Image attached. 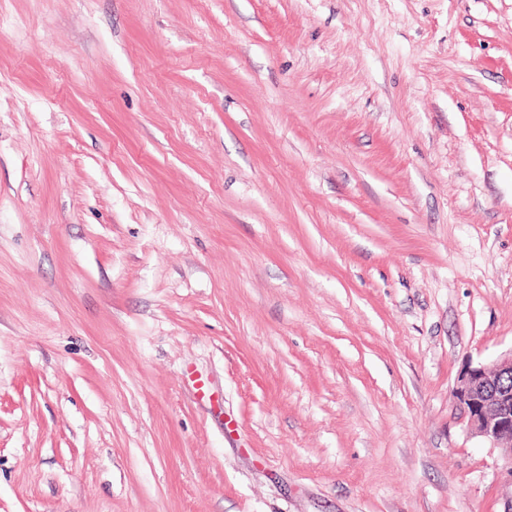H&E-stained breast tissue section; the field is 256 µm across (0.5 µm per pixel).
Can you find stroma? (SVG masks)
I'll return each mask as SVG.
<instances>
[{"mask_svg":"<svg viewBox=\"0 0 512 512\" xmlns=\"http://www.w3.org/2000/svg\"><path fill=\"white\" fill-rule=\"evenodd\" d=\"M512 0H0V512H500ZM453 397L471 432L493 445L512 447V352L492 367H467L458 377Z\"/></svg>","mask_w":512,"mask_h":512,"instance_id":"35a3bbf8","label":"stroma"}]
</instances>
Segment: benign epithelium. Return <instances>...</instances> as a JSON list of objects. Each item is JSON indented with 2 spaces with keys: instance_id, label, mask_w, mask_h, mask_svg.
<instances>
[{
  "instance_id": "1",
  "label": "benign epithelium",
  "mask_w": 512,
  "mask_h": 512,
  "mask_svg": "<svg viewBox=\"0 0 512 512\" xmlns=\"http://www.w3.org/2000/svg\"><path fill=\"white\" fill-rule=\"evenodd\" d=\"M453 397L471 432L494 445L512 447V353L491 367H467L458 377Z\"/></svg>"
}]
</instances>
